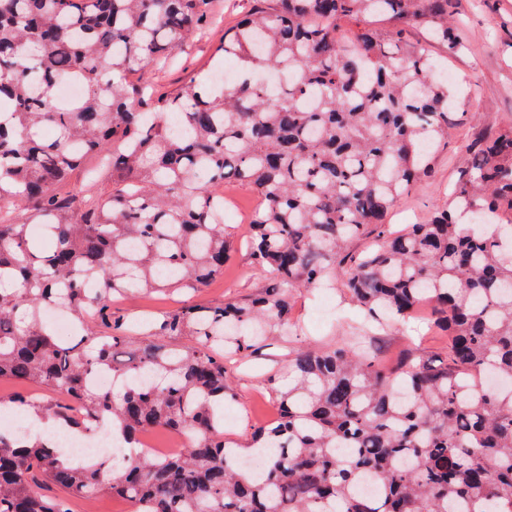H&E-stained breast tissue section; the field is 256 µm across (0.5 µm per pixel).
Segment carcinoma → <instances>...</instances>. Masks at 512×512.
Masks as SVG:
<instances>
[{
  "label": "carcinoma",
  "mask_w": 512,
  "mask_h": 512,
  "mask_svg": "<svg viewBox=\"0 0 512 512\" xmlns=\"http://www.w3.org/2000/svg\"><path fill=\"white\" fill-rule=\"evenodd\" d=\"M253 2L206 78L156 94L126 76L203 27L210 0H0V380L56 393L7 400L55 426L108 423L134 449L120 464L79 459L0 425V512H72L49 484L135 512H512V121L469 145L448 207L393 231L388 213L469 114L407 38L422 25L461 51L448 0ZM375 17L390 28L370 29ZM349 21L363 27L345 38ZM226 62L230 83L216 78ZM270 74L294 80L273 96ZM69 75L84 93L62 102ZM90 154L112 193L60 195ZM231 182L260 199L249 244L268 286L163 312L148 321L154 340L131 348L112 298L195 292L223 274ZM360 236L371 247L346 253ZM337 282L362 321L345 340L296 348L293 380H269L279 417L233 446L217 411L234 397L227 364L267 336L293 340L292 292ZM426 300L450 336L445 359L410 354L392 369L371 357L366 335ZM53 306L75 337L44 321ZM178 336L195 344H165ZM104 370L119 390L88 383ZM146 430L191 440L158 458L138 447ZM257 448L272 452L260 478L236 465Z\"/></svg>",
  "instance_id": "1"
}]
</instances>
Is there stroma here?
I'll return each mask as SVG.
<instances>
[{"instance_id":"1","label":"stroma","mask_w":512,"mask_h":512,"mask_svg":"<svg viewBox=\"0 0 512 512\" xmlns=\"http://www.w3.org/2000/svg\"><path fill=\"white\" fill-rule=\"evenodd\" d=\"M450 5L465 38L459 53L451 56L443 46L428 43L427 31L422 27L414 29L410 39L427 43L433 60L454 75L458 95L469 102L470 117L450 125L448 143L436 153L430 177L413 186L389 213L387 221L391 224H414L444 207L465 162L466 145L484 128L512 120V0H450ZM212 7L214 24L205 32L186 38L171 60L144 74L145 82L158 91L173 92L190 78L209 74L225 31L246 14L251 2L212 0ZM259 205V198L248 187L233 184L225 189L231 254L223 275L215 277L201 292H159L150 300L116 297L112 300L113 312L130 321L144 322L159 308L174 309L187 302L239 301L254 295L264 286L265 278L245 240L252 214ZM293 312L306 325L308 342L317 345L340 340L358 319L354 303L338 287L326 292L303 288L295 291ZM375 348L388 362L407 349L438 360L448 351V339L431 319L413 318L384 332L376 339ZM288 352L287 345L272 337L258 359L236 365L232 378L235 397L224 409L228 441L240 446L249 442L253 426L272 407L267 376L275 374L283 380L288 377Z\"/></svg>"}]
</instances>
